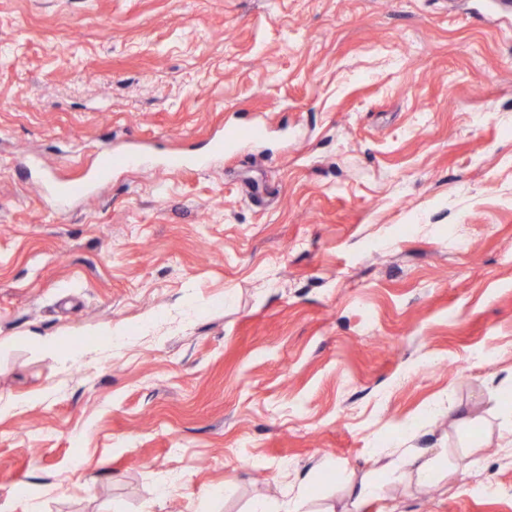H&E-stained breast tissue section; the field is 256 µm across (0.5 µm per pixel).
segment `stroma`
Segmentation results:
<instances>
[{"label": "stroma", "mask_w": 512, "mask_h": 512, "mask_svg": "<svg viewBox=\"0 0 512 512\" xmlns=\"http://www.w3.org/2000/svg\"><path fill=\"white\" fill-rule=\"evenodd\" d=\"M491 3L0 0V512H247L364 478L362 512H512ZM132 144L145 169L66 204L28 169ZM378 447L441 463L388 480Z\"/></svg>", "instance_id": "stroma-1"}]
</instances>
